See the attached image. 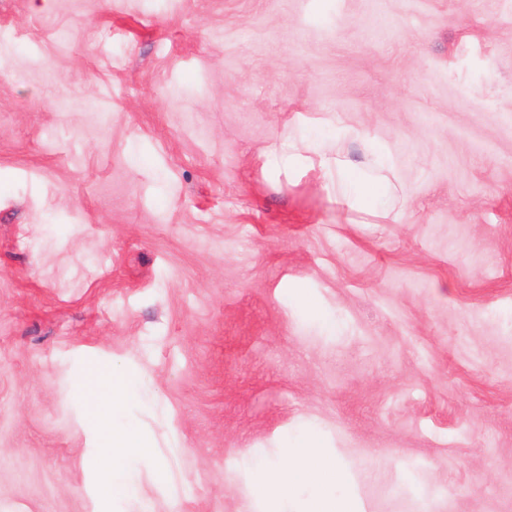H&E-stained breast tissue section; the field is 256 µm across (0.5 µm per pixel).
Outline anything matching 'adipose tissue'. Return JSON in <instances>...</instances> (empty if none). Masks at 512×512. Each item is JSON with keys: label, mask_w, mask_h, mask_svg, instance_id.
I'll use <instances>...</instances> for the list:
<instances>
[{"label": "adipose tissue", "mask_w": 512, "mask_h": 512, "mask_svg": "<svg viewBox=\"0 0 512 512\" xmlns=\"http://www.w3.org/2000/svg\"><path fill=\"white\" fill-rule=\"evenodd\" d=\"M327 132L318 130L283 143L266 156L271 170L317 169L326 189L337 205L352 210L393 211L390 187L381 178L351 163L341 154L324 150ZM140 395L135 375L102 377L93 399L92 413L100 428L96 451L102 459H122L132 468L124 474L103 468L99 473L102 488L115 500L136 495L143 466L151 449L136 433L119 427L114 415ZM284 451L276 457L257 458L244 454L243 467L252 487L254 512H369L359 492L360 480L342 459L324 448L320 432L312 427L286 437Z\"/></svg>", "instance_id": "ef3b65f1"}]
</instances>
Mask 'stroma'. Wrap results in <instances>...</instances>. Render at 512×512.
Here are the masks:
<instances>
[{
	"label": "stroma",
	"instance_id": "obj_1",
	"mask_svg": "<svg viewBox=\"0 0 512 512\" xmlns=\"http://www.w3.org/2000/svg\"><path fill=\"white\" fill-rule=\"evenodd\" d=\"M324 120L408 209L265 169ZM92 369L162 490L103 495ZM307 423L373 512H512V0H0V512H249ZM283 302L288 310L292 312L310 313L318 310L317 301L301 289H289Z\"/></svg>",
	"mask_w": 512,
	"mask_h": 512
}]
</instances>
